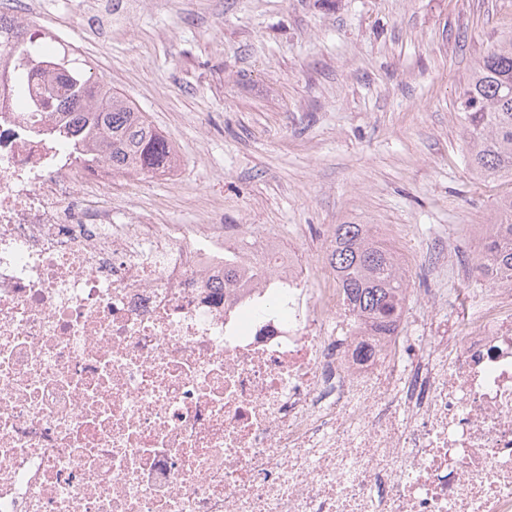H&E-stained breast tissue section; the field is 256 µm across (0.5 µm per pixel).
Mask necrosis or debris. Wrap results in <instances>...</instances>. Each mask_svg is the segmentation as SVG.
Listing matches in <instances>:
<instances>
[{
  "mask_svg": "<svg viewBox=\"0 0 512 512\" xmlns=\"http://www.w3.org/2000/svg\"><path fill=\"white\" fill-rule=\"evenodd\" d=\"M50 96L0 86V512H512V287L373 334L278 225L113 220Z\"/></svg>",
  "mask_w": 512,
  "mask_h": 512,
  "instance_id": "necrosis-or-debris-1",
  "label": "necrosis or debris"
}]
</instances>
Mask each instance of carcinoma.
<instances>
[{"label": "carcinoma", "instance_id": "cac0c4a2", "mask_svg": "<svg viewBox=\"0 0 512 512\" xmlns=\"http://www.w3.org/2000/svg\"><path fill=\"white\" fill-rule=\"evenodd\" d=\"M3 42L32 68L45 55L31 30L0 19ZM70 55L66 50L54 55L50 75L67 90L79 84L92 90L89 99L75 100L74 111L66 113L68 149L89 153L95 163L106 160L118 174L132 169L152 178L168 172L176 158L174 145L125 96L104 92L85 77ZM458 112L473 171L486 181L512 184V36L488 51L460 86ZM328 259L348 310L378 331L391 330L407 288L393 247L368 224H337ZM478 265L493 274L495 284H512V191L496 201L491 227L482 235Z\"/></svg>", "mask_w": 512, "mask_h": 512}]
</instances>
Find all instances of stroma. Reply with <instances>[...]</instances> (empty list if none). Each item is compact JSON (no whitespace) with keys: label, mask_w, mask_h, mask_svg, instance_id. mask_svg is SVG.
<instances>
[{"label":"stroma","mask_w":512,"mask_h":512,"mask_svg":"<svg viewBox=\"0 0 512 512\" xmlns=\"http://www.w3.org/2000/svg\"><path fill=\"white\" fill-rule=\"evenodd\" d=\"M23 2L51 45L73 49L166 132L177 178L112 181L195 224H284L315 257L325 230L370 224L423 288L484 292L464 272L505 182L470 170L458 90L500 39L512 0H117L110 23L75 0Z\"/></svg>","instance_id":"35a3bbf8"}]
</instances>
